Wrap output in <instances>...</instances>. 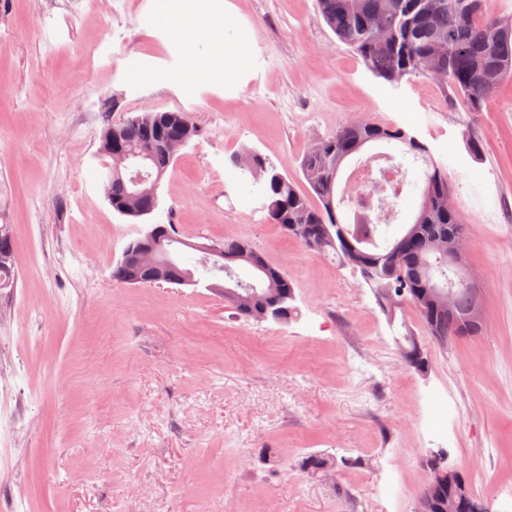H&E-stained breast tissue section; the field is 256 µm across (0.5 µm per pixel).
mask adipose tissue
<instances>
[{
	"label": "adipose tissue",
	"mask_w": 512,
	"mask_h": 512,
	"mask_svg": "<svg viewBox=\"0 0 512 512\" xmlns=\"http://www.w3.org/2000/svg\"><path fill=\"white\" fill-rule=\"evenodd\" d=\"M158 24L184 60L177 69H154L151 82L191 93L201 83L221 84L235 75L239 61L226 41L235 21L224 0H164Z\"/></svg>",
	"instance_id": "obj_1"
}]
</instances>
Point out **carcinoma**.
<instances>
[{"label":"carcinoma","mask_w":512,"mask_h":512,"mask_svg":"<svg viewBox=\"0 0 512 512\" xmlns=\"http://www.w3.org/2000/svg\"><path fill=\"white\" fill-rule=\"evenodd\" d=\"M485 0H316L317 8L337 39L363 61L368 70L389 83L406 76H432L445 73L441 93H453L466 100L468 111L485 112L499 84L512 79V18L489 16ZM391 28L390 39L379 37V29ZM170 137L192 138L198 135L194 125L170 122ZM385 142L399 148L401 160L389 155L391 168L401 180L393 192V205L402 201L404 187L421 188L415 220L400 235L392 225L350 224L338 212L344 198H336V181L324 177L325 170L337 161L341 164L360 153L369 143ZM235 166L248 170L254 182H264L269 219L292 234L306 249L333 256L339 265L360 271L374 288L379 305L388 316L395 315L404 302L411 303L431 336H478L483 324L468 323L473 298L449 262L445 249L448 237L466 232L459 211L449 203L448 173L428 159L427 147L399 129L372 121L347 125L320 139L303 157L300 167L308 192L297 189L288 176L276 171L256 152L245 151L234 158ZM158 245V256L168 257L174 245L184 244L173 225ZM400 246L401 256L392 267L377 260ZM224 259L201 255L196 263L215 279L236 282L238 297L225 298L244 319L256 317L258 305L278 302L286 323L295 313L291 281L283 272L278 279L258 286L255 280L241 277L236 258L246 254V266L265 264L262 255L244 238L224 240ZM442 278L451 293L456 311L453 318L424 302L416 289L427 285L430 275ZM115 279L129 285L146 284L136 268L114 269ZM406 367L423 371L428 367L427 353L411 339L402 349ZM335 460L323 453H309L301 467L314 474L323 472ZM455 481L471 497L467 512H490L485 499L476 494L468 476L454 472Z\"/></svg>","instance_id":"obj_1"}]
</instances>
